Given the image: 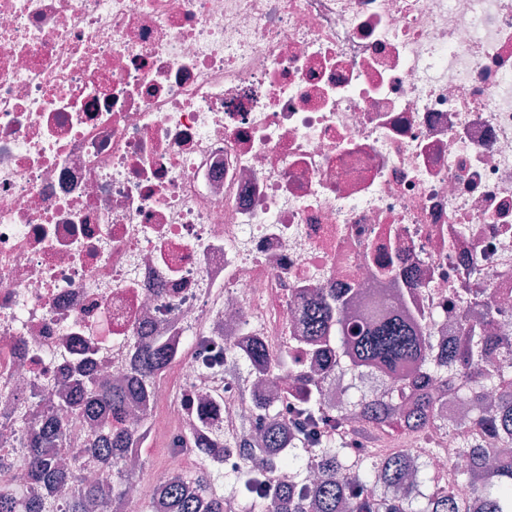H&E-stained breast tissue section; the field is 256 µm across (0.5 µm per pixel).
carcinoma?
I'll return each instance as SVG.
<instances>
[{"instance_id":"obj_1","label":"carcinoma","mask_w":512,"mask_h":512,"mask_svg":"<svg viewBox=\"0 0 512 512\" xmlns=\"http://www.w3.org/2000/svg\"><path fill=\"white\" fill-rule=\"evenodd\" d=\"M361 289L338 293L326 288H303L307 297L308 332L293 337V345L271 352L262 340L255 339L239 357L246 370L299 373V388L317 386L320 379L312 373L341 359L351 376L395 374L404 367L428 365L426 319L407 311L394 315H368L361 325H351L347 310L356 302ZM484 313L477 312L466 324L457 345L446 347L430 366L431 383L413 385L401 393V407L408 427L422 435L438 427L437 409L448 390L473 405L467 427L457 438V447L449 452L465 461L452 474V481L426 470L410 472L411 460L401 452L383 456L377 452L381 426L396 408L363 391L346 395L345 407L361 410L354 421L352 436L363 454H347L339 437L320 435L315 416L319 398L311 396L303 408V420L309 433L298 436L276 413L270 396L252 394L258 412L267 417L262 446L250 449L248 456L233 468L208 477L204 474L175 476L168 482L165 507L168 512H234L236 500L248 502L250 512H267L272 501L274 512H512V361L497 362L503 340L485 329ZM170 358L169 346L162 340L139 337L132 349L127 386L113 385L82 374L64 397V406L84 415L99 426L101 460L106 469L107 486L82 483L79 464L70 468L49 465L47 457L66 447L64 425L52 427L30 450L28 477L31 482L50 489L75 487L68 512H86L93 501L102 512H124L125 485L138 475L119 468V460L130 448H144L148 426L131 431L123 426L130 405L150 395L162 369ZM498 392L489 408L479 406L485 389ZM314 449L321 480L310 488L304 471V449ZM288 472V479L273 485L265 483L267 466ZM224 481V497L212 494L214 481ZM375 482L376 492L365 497L360 487ZM0 512H44L38 498L17 492L12 481L0 482Z\"/></svg>"}]
</instances>
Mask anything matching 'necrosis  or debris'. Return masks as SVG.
<instances>
[{"mask_svg":"<svg viewBox=\"0 0 512 512\" xmlns=\"http://www.w3.org/2000/svg\"><path fill=\"white\" fill-rule=\"evenodd\" d=\"M367 289L434 336L487 304L512 340V0H0V464L26 480L35 412L66 379L123 383L132 341L174 349L138 414L161 455L125 512L241 425L258 373L237 346L299 335L304 288ZM351 378L324 379L318 425ZM449 429L382 436L452 474ZM82 475L92 422L64 419Z\"/></svg>","mask_w":512,"mask_h":512,"instance_id":"4bbe7bcc","label":"necrosis or debris"}]
</instances>
